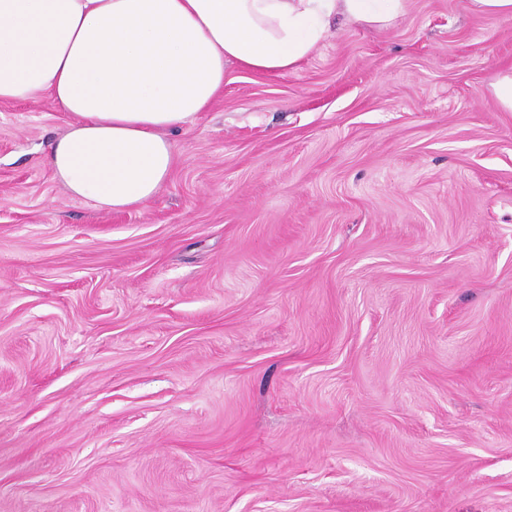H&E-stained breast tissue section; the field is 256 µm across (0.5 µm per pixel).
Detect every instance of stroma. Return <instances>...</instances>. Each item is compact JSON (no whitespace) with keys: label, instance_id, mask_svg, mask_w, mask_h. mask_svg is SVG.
Returning a JSON list of instances; mask_svg holds the SVG:
<instances>
[{"label":"stroma","instance_id":"obj_1","mask_svg":"<svg viewBox=\"0 0 512 512\" xmlns=\"http://www.w3.org/2000/svg\"><path fill=\"white\" fill-rule=\"evenodd\" d=\"M227 64L123 212L0 103V512H512V20Z\"/></svg>","mask_w":512,"mask_h":512}]
</instances>
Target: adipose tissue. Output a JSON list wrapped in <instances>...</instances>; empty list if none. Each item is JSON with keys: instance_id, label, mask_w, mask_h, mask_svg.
Here are the masks:
<instances>
[{"instance_id": "adipose-tissue-1", "label": "adipose tissue", "mask_w": 512, "mask_h": 512, "mask_svg": "<svg viewBox=\"0 0 512 512\" xmlns=\"http://www.w3.org/2000/svg\"><path fill=\"white\" fill-rule=\"evenodd\" d=\"M408 0H0V102L50 94L72 121L46 161L72 196L141 207L175 163L168 132L224 88L233 62L296 70L331 32L383 29Z\"/></svg>"}]
</instances>
